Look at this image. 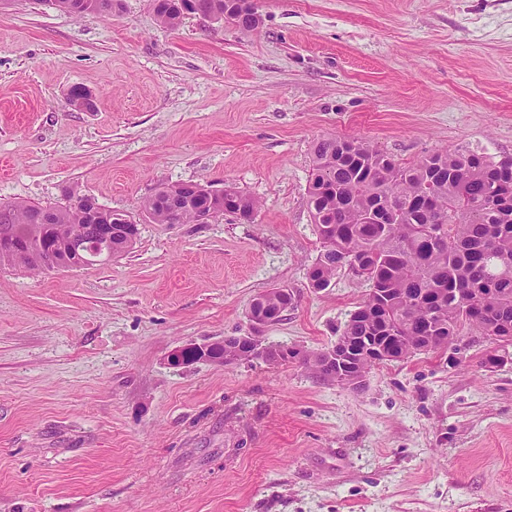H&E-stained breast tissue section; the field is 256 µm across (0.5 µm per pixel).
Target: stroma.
Segmentation results:
<instances>
[{"label":"stroma","instance_id":"stroma-1","mask_svg":"<svg viewBox=\"0 0 512 512\" xmlns=\"http://www.w3.org/2000/svg\"><path fill=\"white\" fill-rule=\"evenodd\" d=\"M252 3L251 32L167 29L153 0L0 5V205L89 194L140 229L104 264L0 269V512H512V345L489 367L466 330L358 388L293 359L168 364L246 334L277 287L267 343L335 344L369 286H308L317 141L512 157V0ZM186 182L260 207L153 223L144 200ZM52 4L75 16L88 12L112 15L121 8V0H53ZM201 360L220 361L224 365H229L238 361V358L230 354L215 356L208 343L187 344L179 346L171 351L168 356V362L173 366H183L196 363Z\"/></svg>","mask_w":512,"mask_h":512}]
</instances>
